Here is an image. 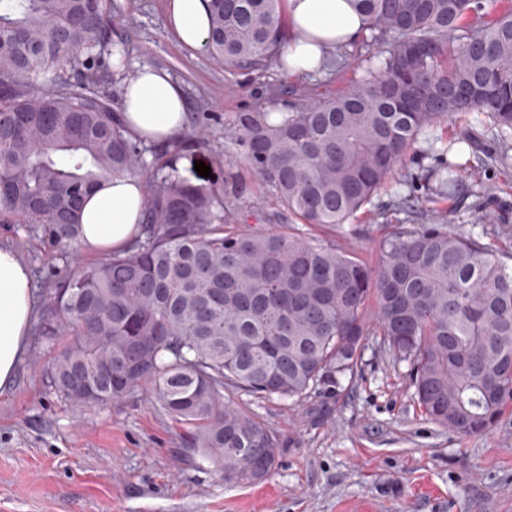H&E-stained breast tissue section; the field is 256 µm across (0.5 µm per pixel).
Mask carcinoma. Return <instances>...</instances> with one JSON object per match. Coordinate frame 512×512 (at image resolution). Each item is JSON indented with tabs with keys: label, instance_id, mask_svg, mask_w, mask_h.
I'll use <instances>...</instances> for the list:
<instances>
[{
	"label": "carcinoma",
	"instance_id": "1",
	"mask_svg": "<svg viewBox=\"0 0 512 512\" xmlns=\"http://www.w3.org/2000/svg\"><path fill=\"white\" fill-rule=\"evenodd\" d=\"M283 0H212L205 48L229 69L277 64ZM366 32L362 77L287 112H233L235 150L288 223L235 231L241 194L195 185L182 142L134 136L99 94L112 72L107 0H0V224L41 225L78 250L79 213L104 178L133 176L145 204L127 250L44 289L37 336H68L49 385L77 407L145 383L188 426V448L224 480L253 483L279 443L228 395L298 402L354 374L369 336L406 362L432 423L488 430L512 402V266L503 230L473 238L442 224L394 226L371 267L300 226L344 232L397 165L445 117L478 111L508 159L512 12L484 20L481 0H354ZM466 170L444 160L429 190L451 195ZM375 307V327L368 311ZM158 336L169 342L156 341Z\"/></svg>",
	"mask_w": 512,
	"mask_h": 512
}]
</instances>
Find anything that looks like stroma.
<instances>
[{"instance_id": "obj_1", "label": "stroma", "mask_w": 512, "mask_h": 512, "mask_svg": "<svg viewBox=\"0 0 512 512\" xmlns=\"http://www.w3.org/2000/svg\"><path fill=\"white\" fill-rule=\"evenodd\" d=\"M168 0H109L112 44L123 54L121 75L102 87L121 111L131 75L145 67L165 72L183 90L186 134L205 136L182 150L176 164L192 183L195 162L210 166V185L237 177L245 230L277 223V205L236 154L224 153V118L270 111L291 102L335 95L363 68L335 50L321 73L291 76L230 70L205 48L179 44L167 27ZM451 144L449 161L476 166L451 197L407 188L435 156L415 149L374 196L357 223L361 238L336 237L369 263H378L387 227L406 214L384 212L398 193L413 190L415 210L449 216V231L479 234L493 224L512 229V166L483 168L479 159L499 149L480 112L454 115L430 133ZM0 246L14 249L45 288L92 261L0 224ZM65 344L30 336L12 388L0 394V512H512V404L486 432L462 435L426 419L414 396L407 363H393L374 340L351 380L298 403L236 394L232 400L279 439L275 468L261 481L238 484L200 456L185 458L186 428L164 414L151 387L104 407L76 408L47 387L46 373Z\"/></svg>"}]
</instances>
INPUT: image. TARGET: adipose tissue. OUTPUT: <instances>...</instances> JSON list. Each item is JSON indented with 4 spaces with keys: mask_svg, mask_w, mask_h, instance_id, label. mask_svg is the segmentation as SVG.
<instances>
[{
    "mask_svg": "<svg viewBox=\"0 0 512 512\" xmlns=\"http://www.w3.org/2000/svg\"><path fill=\"white\" fill-rule=\"evenodd\" d=\"M287 22L291 31L308 34L304 41L289 39L281 51L282 65L291 75L320 71L330 51L351 46L366 27L352 0H287ZM168 24L184 46H203L209 29L208 0H170ZM121 119L137 137L174 139L187 125L184 94L165 72L143 68L124 90ZM143 207L137 179L103 181L81 209L80 249L127 248L140 230ZM35 310L27 264L12 248L0 247V391L14 383Z\"/></svg>",
    "mask_w": 512,
    "mask_h": 512,
    "instance_id": "adipose-tissue-1",
    "label": "adipose tissue"
}]
</instances>
